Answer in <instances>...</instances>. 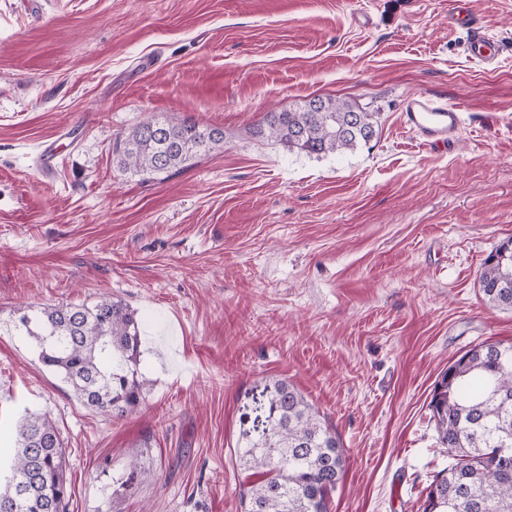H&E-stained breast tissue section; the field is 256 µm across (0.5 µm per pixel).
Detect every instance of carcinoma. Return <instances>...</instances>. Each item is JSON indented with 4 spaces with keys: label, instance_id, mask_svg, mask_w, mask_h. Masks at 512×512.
Listing matches in <instances>:
<instances>
[{
    "label": "carcinoma",
    "instance_id": "1",
    "mask_svg": "<svg viewBox=\"0 0 512 512\" xmlns=\"http://www.w3.org/2000/svg\"><path fill=\"white\" fill-rule=\"evenodd\" d=\"M379 129L377 112L314 97L266 113L251 135L319 157L367 145ZM222 148L223 129L160 115L118 137L112 154L121 168L154 180ZM478 285L488 304L512 311V240L484 262ZM18 331L89 408L123 417L142 403L140 328L122 301L36 306ZM499 348L496 358L484 345L466 351L435 387L429 407L452 462L433 475L423 512H512V344ZM262 394V431L241 433L240 461L254 477L241 493L244 512H328L344 469L340 437L288 381L272 380ZM69 499L61 433L49 415L27 411L0 486V512H67Z\"/></svg>",
    "mask_w": 512,
    "mask_h": 512
}]
</instances>
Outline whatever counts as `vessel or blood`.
<instances>
[{
	"mask_svg": "<svg viewBox=\"0 0 512 512\" xmlns=\"http://www.w3.org/2000/svg\"><path fill=\"white\" fill-rule=\"evenodd\" d=\"M467 50L470 56L489 65L499 58L500 46L480 27L473 28ZM404 125L422 142L436 146H455L462 116L455 104L428 92L407 96L403 109Z\"/></svg>",
	"mask_w": 512,
	"mask_h": 512,
	"instance_id": "1",
	"label": "vessel or blood"
}]
</instances>
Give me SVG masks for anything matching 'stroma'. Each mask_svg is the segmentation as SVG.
Wrapping results in <instances>:
<instances>
[{
  "label": "stroma",
  "mask_w": 512,
  "mask_h": 512,
  "mask_svg": "<svg viewBox=\"0 0 512 512\" xmlns=\"http://www.w3.org/2000/svg\"><path fill=\"white\" fill-rule=\"evenodd\" d=\"M454 2L0 0L1 460L29 409L60 429L69 512H243L240 417L282 378L343 442L329 512H423L448 463L436 383L512 343L478 285L512 239V0L459 22ZM474 25L496 66L469 57ZM416 91L460 108L453 151L404 128ZM314 96L379 113L378 136L318 158L251 136ZM160 112L223 129V151L165 181L120 168L116 136ZM103 298L141 327L147 393L120 419L16 330Z\"/></svg>",
  "instance_id": "35a3bbf8"
}]
</instances>
